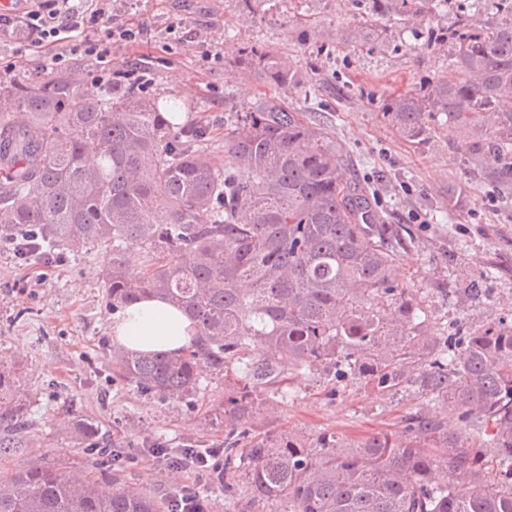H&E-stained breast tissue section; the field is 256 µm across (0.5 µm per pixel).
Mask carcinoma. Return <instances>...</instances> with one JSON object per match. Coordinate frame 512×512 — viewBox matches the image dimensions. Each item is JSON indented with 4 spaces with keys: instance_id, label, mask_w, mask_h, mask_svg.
Returning <instances> with one entry per match:
<instances>
[{
    "instance_id": "carcinoma-1",
    "label": "carcinoma",
    "mask_w": 512,
    "mask_h": 512,
    "mask_svg": "<svg viewBox=\"0 0 512 512\" xmlns=\"http://www.w3.org/2000/svg\"><path fill=\"white\" fill-rule=\"evenodd\" d=\"M475 5L426 44L448 48L473 83L428 81L389 99L383 118L420 143L438 114L460 133L477 175L512 188V10ZM448 0H371L356 38L380 39L377 18L406 22ZM242 62L278 88L295 73L252 47ZM159 100L128 87L91 98L75 80H0V233L38 235L39 261L56 250L112 247L102 270L112 308L156 296L180 306L224 374L239 376L224 406V494L288 512H512V324L460 336L428 331L420 302L395 276L405 238L369 186L346 176L344 146L276 95L234 115L224 170L206 130L178 124ZM21 112L25 120H14ZM146 247L135 264L128 242ZM191 261L184 263L181 256ZM386 299L378 305L374 299ZM253 345L265 355L248 356ZM288 369L334 368L336 380L426 404L405 419L408 438L356 442L333 433L247 440L241 417ZM113 372L146 394L192 395L200 357L119 349ZM461 427L448 430V416ZM246 451L239 453L240 443ZM446 466L450 486L430 481ZM246 481L239 486V478ZM0 512H172V505L112 481L35 468L0 477Z\"/></svg>"
}]
</instances>
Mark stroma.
I'll use <instances>...</instances> for the list:
<instances>
[{
  "label": "stroma",
  "mask_w": 512,
  "mask_h": 512,
  "mask_svg": "<svg viewBox=\"0 0 512 512\" xmlns=\"http://www.w3.org/2000/svg\"><path fill=\"white\" fill-rule=\"evenodd\" d=\"M114 8L149 36L144 45L113 49V64L141 65L155 77L150 95L190 106V120L211 131L216 167L224 165L226 119L259 97L274 93L314 113L345 146L351 175L369 184L390 223L410 230L414 242L399 252V281L421 300L430 325L454 331L512 322V191L475 178L445 116L421 144L399 137L381 117L389 96L431 79L466 81L446 52L401 40L402 25L392 18L379 21L388 30L384 43L343 41L358 22L353 0H265L251 14L237 0H116ZM250 45L286 58L295 84L273 88L240 65ZM205 50L219 54V63L204 66ZM109 259V248L90 244L27 263L0 240V365L13 378L0 406L22 405L25 422L19 431L0 424V477L49 466L108 476L162 501L187 486L209 512H286L284 502L249 510L245 496L225 497L214 472L169 469L145 457L149 448L223 447L224 373L203 363L195 393L182 400L115 378L112 307L100 276ZM261 397L259 415L242 422L250 435L293 430L352 440L379 432L404 439L403 420L421 402L369 385L338 390L321 369L283 372ZM85 421L97 425L95 440L79 436Z\"/></svg>",
  "instance_id": "35a3bbf8"
}]
</instances>
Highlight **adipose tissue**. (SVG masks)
I'll list each match as a JSON object with an SVG mask.
<instances>
[{
	"mask_svg": "<svg viewBox=\"0 0 512 512\" xmlns=\"http://www.w3.org/2000/svg\"><path fill=\"white\" fill-rule=\"evenodd\" d=\"M111 334L125 348L143 352H179L196 334L183 309L158 297H147L115 311Z\"/></svg>",
	"mask_w": 512,
	"mask_h": 512,
	"instance_id": "1",
	"label": "adipose tissue"
}]
</instances>
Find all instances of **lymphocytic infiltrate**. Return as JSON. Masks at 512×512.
Instances as JSON below:
<instances>
[{"instance_id": "1", "label": "lymphocytic infiltrate", "mask_w": 512, "mask_h": 512, "mask_svg": "<svg viewBox=\"0 0 512 512\" xmlns=\"http://www.w3.org/2000/svg\"><path fill=\"white\" fill-rule=\"evenodd\" d=\"M13 34L20 35L25 49L48 50L53 69L82 56L96 62L99 85L128 83L143 91L152 85L139 68L112 63L113 46H135L147 35L144 25L114 13L112 0H85L80 9L71 0H27L22 12L0 11V37Z\"/></svg>"}]
</instances>
